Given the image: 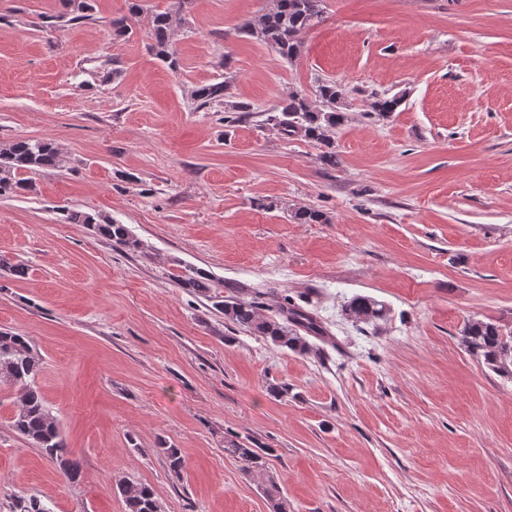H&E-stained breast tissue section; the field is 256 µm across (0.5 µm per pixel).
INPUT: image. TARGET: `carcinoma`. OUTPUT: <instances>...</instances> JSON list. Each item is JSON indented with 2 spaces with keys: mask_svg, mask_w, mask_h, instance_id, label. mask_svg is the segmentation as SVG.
Returning <instances> with one entry per match:
<instances>
[{
  "mask_svg": "<svg viewBox=\"0 0 512 512\" xmlns=\"http://www.w3.org/2000/svg\"><path fill=\"white\" fill-rule=\"evenodd\" d=\"M188 0H175L173 6L157 12L152 19L153 49L159 60L169 68L178 66V58L171 43L173 31L182 24L183 5ZM62 10L46 18L53 27L64 20L75 22L89 17L93 10L89 0H61ZM323 12L322 0H277L276 7L255 21L244 24L241 33L269 45L286 61L296 60L303 51L299 35L314 25ZM232 81L226 77L216 83L203 84L192 91V99L206 106L224 101L230 94ZM319 104L294 93L282 105L267 110L266 122L287 137L300 136L320 148V163L334 169L340 165L336 152L335 130L347 119L343 111L344 89L334 80L318 84ZM400 96L375 95L370 106L375 112L391 113L401 106ZM60 163V153L47 140L19 139L0 149V197L11 196L20 190L30 191L33 184L17 179L22 171L38 172L54 169ZM65 220L71 224H86L113 246L132 252L143 249L142 241L131 233L127 225L111 218L97 219L87 213L68 210ZM179 286L207 299L224 314L234 326L258 335L272 344L298 354H308L312 346L300 330L313 332L317 324L313 318L289 299L281 304L283 319H262L255 303L235 297L212 293L213 275L201 268H190L179 280ZM346 319L354 323L371 324L385 316V305L367 296H355L342 306ZM467 350L493 372L512 378V331L492 321L469 320L463 329ZM41 363L33 354L29 338L14 332H0V381L19 390L9 424L43 456L54 462L64 477L77 482L82 475L81 461L66 447L60 421L48 405L36 379ZM224 452L235 458L246 473H261L268 468L269 452L252 448L237 439L224 441ZM115 489L123 500L125 512H160V503L154 489L145 483L122 480ZM272 512H288V503L275 482L265 490ZM7 512H51L45 503L34 496L16 493L9 498Z\"/></svg>",
  "mask_w": 512,
  "mask_h": 512,
  "instance_id": "1",
  "label": "carcinoma"
}]
</instances>
